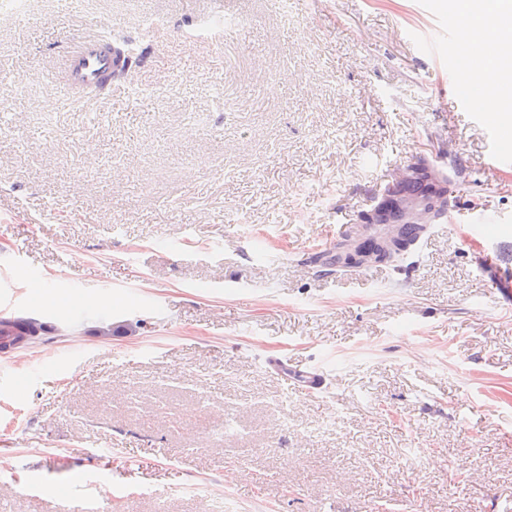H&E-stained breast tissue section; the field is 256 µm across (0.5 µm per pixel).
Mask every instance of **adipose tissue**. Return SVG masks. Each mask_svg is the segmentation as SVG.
Returning a JSON list of instances; mask_svg holds the SVG:
<instances>
[{
  "label": "adipose tissue",
  "mask_w": 512,
  "mask_h": 512,
  "mask_svg": "<svg viewBox=\"0 0 512 512\" xmlns=\"http://www.w3.org/2000/svg\"><path fill=\"white\" fill-rule=\"evenodd\" d=\"M453 16L468 43L512 42V0H453ZM512 51H498L487 57L480 68V86L472 97L474 106L484 112L500 108L496 91L504 81Z\"/></svg>",
  "instance_id": "ef3b65f1"
}]
</instances>
